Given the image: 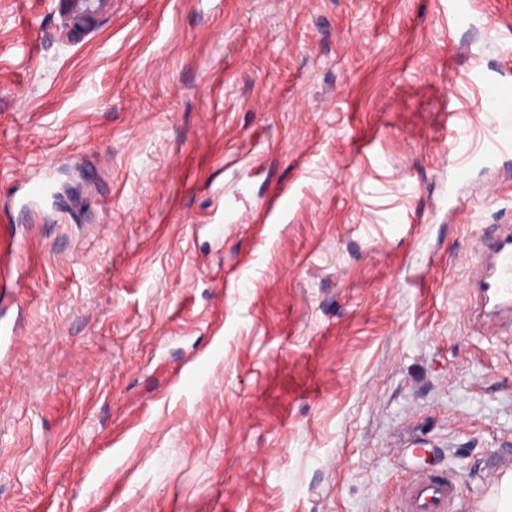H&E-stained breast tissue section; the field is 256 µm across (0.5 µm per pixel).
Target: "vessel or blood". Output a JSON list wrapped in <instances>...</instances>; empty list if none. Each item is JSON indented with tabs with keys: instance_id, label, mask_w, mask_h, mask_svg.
Returning a JSON list of instances; mask_svg holds the SVG:
<instances>
[{
	"instance_id": "vessel-or-blood-1",
	"label": "vessel or blood",
	"mask_w": 512,
	"mask_h": 512,
	"mask_svg": "<svg viewBox=\"0 0 512 512\" xmlns=\"http://www.w3.org/2000/svg\"><path fill=\"white\" fill-rule=\"evenodd\" d=\"M472 251L468 326L483 338L512 334V225H499L490 235L476 232ZM460 497V486L448 472L416 468L400 489L397 512H457Z\"/></svg>"
}]
</instances>
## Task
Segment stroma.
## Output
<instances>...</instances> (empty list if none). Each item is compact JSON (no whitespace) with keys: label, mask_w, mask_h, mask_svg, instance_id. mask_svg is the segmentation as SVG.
Instances as JSON below:
<instances>
[{"label":"stroma","mask_w":512,"mask_h":512,"mask_svg":"<svg viewBox=\"0 0 512 512\" xmlns=\"http://www.w3.org/2000/svg\"><path fill=\"white\" fill-rule=\"evenodd\" d=\"M512 0H0V512H458L512 470ZM54 197L17 213V181ZM472 251L476 257L467 281L468 326L483 338L512 332V225L500 224L491 235L478 231ZM407 476L398 498V512H456L461 489L448 472L416 468Z\"/></svg>","instance_id":"35a3bbf8"}]
</instances>
